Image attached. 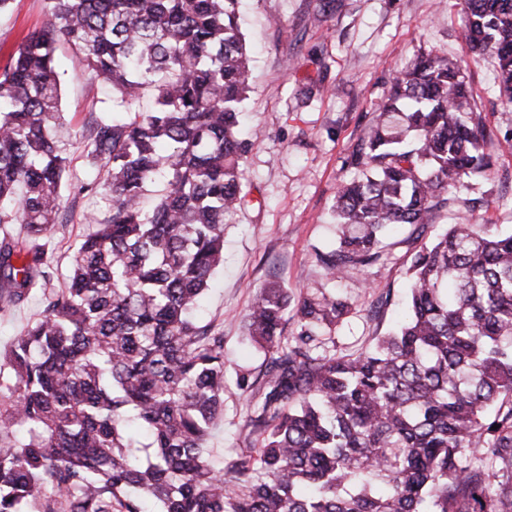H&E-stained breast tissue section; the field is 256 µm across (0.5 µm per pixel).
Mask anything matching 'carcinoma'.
<instances>
[{"mask_svg":"<svg viewBox=\"0 0 512 512\" xmlns=\"http://www.w3.org/2000/svg\"><path fill=\"white\" fill-rule=\"evenodd\" d=\"M44 26L0 66V312L44 313L0 360V512H512V231L462 218L414 250L406 320L365 350L319 351L349 313L322 289L258 287L247 335L260 447L214 470L224 332L195 311L246 202L241 128L250 59L239 0H45ZM464 38L512 103V0H463ZM85 55L112 105L74 132L111 205L91 216L66 287L48 292L46 233L76 198L59 132L56 50ZM498 137L458 62L421 54L393 79L333 209L331 280L420 233L448 189L487 179ZM161 189L146 209L147 188ZM293 311L297 335L284 336Z\"/></svg>","mask_w":512,"mask_h":512,"instance_id":"1","label":"carcinoma"}]
</instances>
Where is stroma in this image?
Returning a JSON list of instances; mask_svg holds the SVG:
<instances>
[{
	"instance_id": "obj_1",
	"label": "stroma",
	"mask_w": 512,
	"mask_h": 512,
	"mask_svg": "<svg viewBox=\"0 0 512 512\" xmlns=\"http://www.w3.org/2000/svg\"><path fill=\"white\" fill-rule=\"evenodd\" d=\"M460 0H242L241 28L252 53L250 89L243 122L254 148L245 161L248 203L224 228V263L206 294L198 318L224 333V414L213 425L208 459L225 468L240 449L253 447L244 427L248 395L238 386L241 371L259 374L264 356L248 341L245 315L258 286L323 288L346 301L349 312L324 348L345 356L372 344L402 320L411 254L408 228L386 240L387 258L368 269L328 281L315 259L336 243L332 217L336 189L354 174L347 159L360 142L377 105L397 72L421 53H448L466 69L474 97L499 138L512 137V104L494 85L493 60L475 56L465 42ZM46 21L44 0H12L0 12V65L18 43ZM61 112L66 126L80 128L94 104H111V89L90 78L82 53L58 49ZM490 206L470 209L460 191L435 224L430 242L459 216L512 228V151L498 149L483 184ZM101 188L78 196L66 221L48 234L55 271L51 288H62L75 251L88 232L86 216L104 214ZM44 309L33 295L0 314V354L36 322Z\"/></svg>"
}]
</instances>
